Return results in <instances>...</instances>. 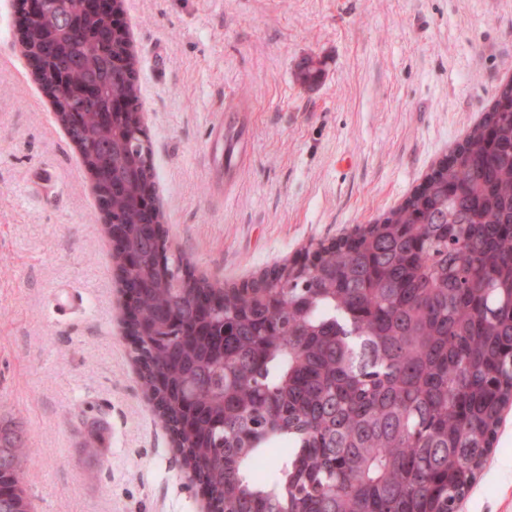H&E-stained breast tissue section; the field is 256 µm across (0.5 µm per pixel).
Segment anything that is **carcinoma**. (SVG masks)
I'll return each instance as SVG.
<instances>
[{
	"mask_svg": "<svg viewBox=\"0 0 512 512\" xmlns=\"http://www.w3.org/2000/svg\"><path fill=\"white\" fill-rule=\"evenodd\" d=\"M71 16L32 20L24 55L55 99L84 107L67 126L99 157L98 186L138 252L161 212L133 204L156 171L140 114L130 39L68 0ZM319 63L299 78L315 83ZM169 279L142 287L154 256L125 271L144 321L165 313L171 343L141 337L147 389L190 444L220 512H454L512 397V86L398 208L317 255L238 288L166 257ZM224 321V335L216 323ZM271 475L255 463L273 450ZM0 512H29L22 433L0 427Z\"/></svg>",
	"mask_w": 512,
	"mask_h": 512,
	"instance_id": "cac0c4a2",
	"label": "carcinoma"
}]
</instances>
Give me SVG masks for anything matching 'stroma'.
<instances>
[{
	"mask_svg": "<svg viewBox=\"0 0 512 512\" xmlns=\"http://www.w3.org/2000/svg\"><path fill=\"white\" fill-rule=\"evenodd\" d=\"M15 4L0 0V426L23 431L30 510L201 512ZM123 19L169 244L221 286L396 208L512 81V0H124ZM457 512H512V410Z\"/></svg>",
	"mask_w": 512,
	"mask_h": 512,
	"instance_id": "stroma-1",
	"label": "stroma"
}]
</instances>
